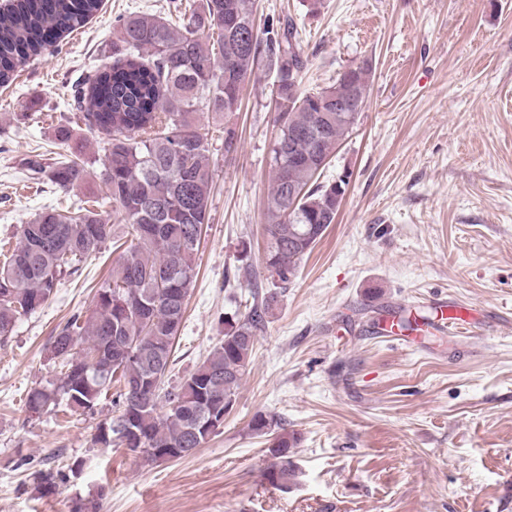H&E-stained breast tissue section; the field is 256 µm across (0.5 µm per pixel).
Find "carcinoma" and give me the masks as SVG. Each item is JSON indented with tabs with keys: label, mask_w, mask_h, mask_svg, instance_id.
Listing matches in <instances>:
<instances>
[{
	"label": "carcinoma",
	"mask_w": 512,
	"mask_h": 512,
	"mask_svg": "<svg viewBox=\"0 0 512 512\" xmlns=\"http://www.w3.org/2000/svg\"><path fill=\"white\" fill-rule=\"evenodd\" d=\"M102 2L0 0V86L82 28ZM176 18L129 14L115 20L112 66L89 74L77 97L87 131L104 141L100 169L78 157L52 165L29 160L33 180L45 178L65 190L98 180L106 193L73 211L47 210L20 225L17 248L0 262V342L21 317L51 299L64 276L100 253L113 236L111 218H117L130 244L112 263L92 307L55 329L49 357L58 376L30 389L25 406L39 416L62 404L91 412L113 386L118 414L99 424L95 443L174 450L181 459L218 433L209 417L233 409L280 290L336 221L348 181L318 179L361 116L336 109V102L366 104L372 64L347 68L329 88L304 91L294 20L258 28L254 0H184L176 5ZM264 57L275 69L278 126L263 257L271 287L254 292L243 313L224 317L219 344L172 385L173 347L196 277L215 176L210 124L202 118L224 121V158H232L238 138L230 113L239 110L242 88ZM250 430L269 438L265 481L288 486L300 435L279 416L262 412L252 417ZM68 479L52 468L34 476L45 493Z\"/></svg>",
	"instance_id": "1"
}]
</instances>
